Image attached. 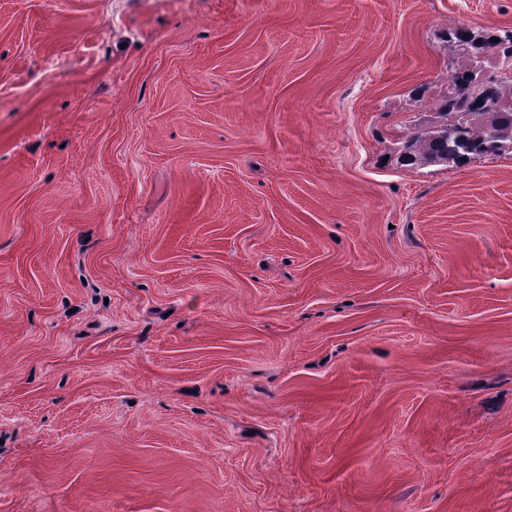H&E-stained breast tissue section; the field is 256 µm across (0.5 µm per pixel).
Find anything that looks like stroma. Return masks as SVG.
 Masks as SVG:
<instances>
[{
	"label": "stroma",
	"mask_w": 512,
	"mask_h": 512,
	"mask_svg": "<svg viewBox=\"0 0 512 512\" xmlns=\"http://www.w3.org/2000/svg\"><path fill=\"white\" fill-rule=\"evenodd\" d=\"M512 0H0V512H512V153L402 156ZM492 37L498 38L499 42H493ZM449 41L464 52L468 57H477L488 50H492L495 55L502 59L512 60V32H506L503 35L497 32H488L485 34H474L463 28H456L449 34Z\"/></svg>",
	"instance_id": "1"
}]
</instances>
